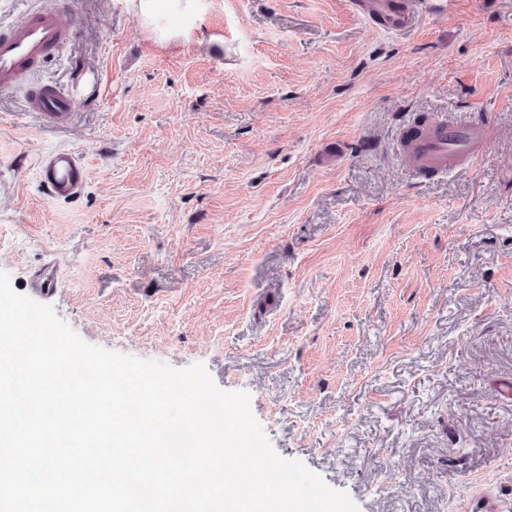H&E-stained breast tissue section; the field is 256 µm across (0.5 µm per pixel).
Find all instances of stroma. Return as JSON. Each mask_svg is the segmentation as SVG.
<instances>
[{
  "label": "stroma",
  "instance_id": "1",
  "mask_svg": "<svg viewBox=\"0 0 512 512\" xmlns=\"http://www.w3.org/2000/svg\"><path fill=\"white\" fill-rule=\"evenodd\" d=\"M0 93V270L87 343L244 391L274 450L360 512H512V0H419L394 33L349 0H200L160 42L127 0ZM81 98L72 124L30 86ZM486 114L476 167L401 161L413 116ZM88 181L44 195L37 160ZM73 97L63 90L51 86H36L25 97L27 112L37 113L51 127L68 126L73 112ZM40 179L49 197L70 198L78 195L87 179V166L80 153L57 149L43 155L38 163ZM59 285V271L53 263L48 262L41 270L33 275L27 284V288L35 295L49 296L55 293Z\"/></svg>",
  "mask_w": 512,
  "mask_h": 512
}]
</instances>
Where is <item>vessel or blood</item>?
Listing matches in <instances>:
<instances>
[{"mask_svg":"<svg viewBox=\"0 0 512 512\" xmlns=\"http://www.w3.org/2000/svg\"><path fill=\"white\" fill-rule=\"evenodd\" d=\"M352 10L378 26L396 31L407 30L413 10L399 7L397 0H354ZM75 16L68 0H49L48 4L28 10L23 21L0 25V89L21 82L27 74L42 66L57 46L73 35ZM73 97L51 86H37L25 98L27 111L37 113L49 126H68L73 117ZM487 124L438 122L431 133L417 141L410 163L437 172L447 171L456 158L475 166L488 144ZM40 179L51 198L78 195L87 179V166L76 151L57 149L43 155L38 163ZM60 285L59 271L48 263L28 283L31 293L48 296Z\"/></svg>","mask_w":512,"mask_h":512,"instance_id":"1","label":"vessel or blood"}]
</instances>
